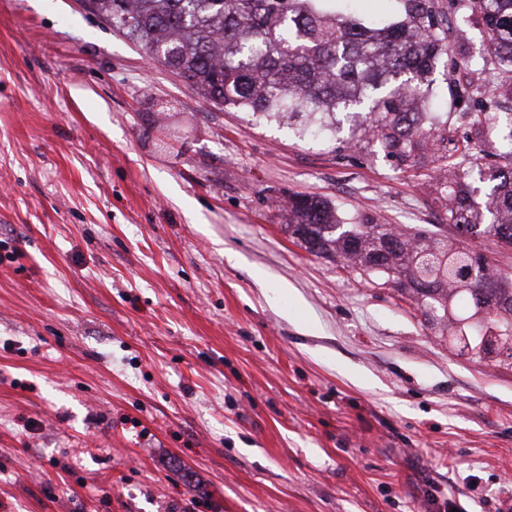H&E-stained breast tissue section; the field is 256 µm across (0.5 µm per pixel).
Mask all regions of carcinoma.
Masks as SVG:
<instances>
[{
    "label": "carcinoma",
    "instance_id": "obj_1",
    "mask_svg": "<svg viewBox=\"0 0 512 512\" xmlns=\"http://www.w3.org/2000/svg\"><path fill=\"white\" fill-rule=\"evenodd\" d=\"M356 0H88V8L184 78L205 102L288 129L302 141L374 140L398 166L428 154L442 223L398 232L353 222L333 203L294 193L288 231L311 254L382 276L422 309L429 329L478 336L477 362L512 368V276L491 269L474 242L512 247V0H448L481 15L480 59L496 81L484 111L457 119L507 150L489 154L451 135L432 111L448 58L450 19L435 0H393L394 18L362 19ZM493 311V326L470 320Z\"/></svg>",
    "mask_w": 512,
    "mask_h": 512
}]
</instances>
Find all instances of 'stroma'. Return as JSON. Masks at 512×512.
<instances>
[{
	"instance_id": "stroma-1",
	"label": "stroma",
	"mask_w": 512,
	"mask_h": 512,
	"mask_svg": "<svg viewBox=\"0 0 512 512\" xmlns=\"http://www.w3.org/2000/svg\"><path fill=\"white\" fill-rule=\"evenodd\" d=\"M484 36L466 13L450 56ZM430 168L206 104L83 0H0V512L511 505L512 369L280 207L426 228Z\"/></svg>"
}]
</instances>
